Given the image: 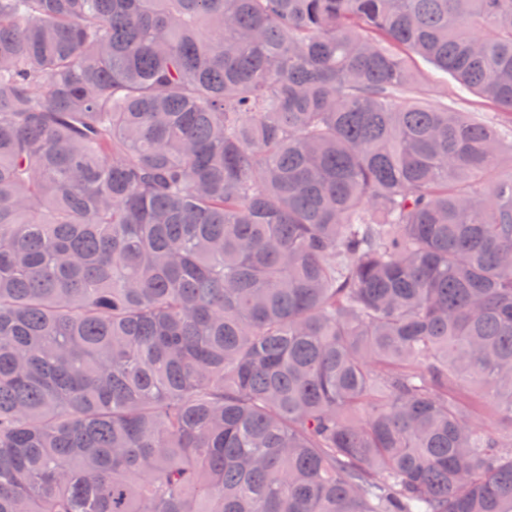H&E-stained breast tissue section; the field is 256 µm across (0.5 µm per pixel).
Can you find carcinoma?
I'll use <instances>...</instances> for the list:
<instances>
[{
    "mask_svg": "<svg viewBox=\"0 0 512 512\" xmlns=\"http://www.w3.org/2000/svg\"><path fill=\"white\" fill-rule=\"evenodd\" d=\"M0 512H512V0H0Z\"/></svg>",
    "mask_w": 512,
    "mask_h": 512,
    "instance_id": "cac0c4a2",
    "label": "carcinoma"
}]
</instances>
